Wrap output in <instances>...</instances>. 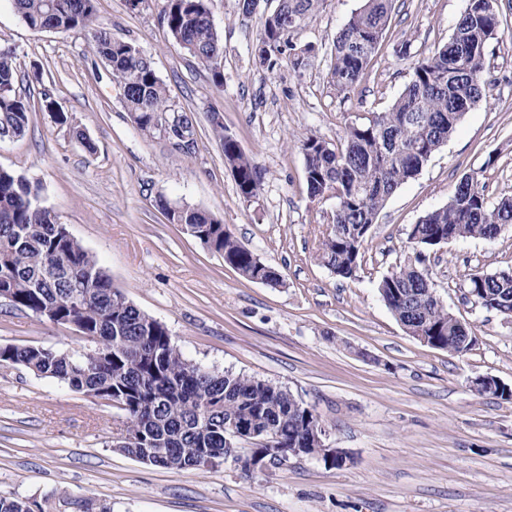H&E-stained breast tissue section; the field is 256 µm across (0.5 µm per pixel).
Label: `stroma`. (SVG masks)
<instances>
[{
  "label": "stroma",
  "instance_id": "obj_1",
  "mask_svg": "<svg viewBox=\"0 0 512 512\" xmlns=\"http://www.w3.org/2000/svg\"><path fill=\"white\" fill-rule=\"evenodd\" d=\"M363 0H326L294 35L315 52L301 74L256 65L262 21L277 0H210L224 42L212 72L171 39L164 0H95V23L150 57L173 108L189 112L192 143L179 148L141 132L123 107L90 36L28 28L0 0V48L16 57L18 95L33 109L23 137L0 140V168L39 182L42 204L96 255L112 283L164 323L183 355L217 372L273 382L313 405L333 447L352 457L268 462L245 478L232 462L167 470L113 446L116 408L0 366V494L43 499L65 490L112 512H512V400L478 395L475 378L512 386V318L467 299L470 273L512 270V226L428 250L438 296L475 342L460 356L410 336L378 293L413 255L409 233L447 205L460 178L478 172L491 201L512 197V0H497L500 27L485 47L483 101L388 198L365 242L356 277L316 258L335 197L310 199L301 141H337L346 124L386 110L409 80L410 58L447 42L467 0H393L383 42L350 95L331 81L332 43ZM55 103L46 110L43 98ZM66 123H56L55 112ZM220 120L263 174L244 200L213 131ZM93 144L86 151L75 139ZM209 211L283 279H244L221 255L169 223L159 199ZM0 344L80 346L72 328L0 299Z\"/></svg>",
  "mask_w": 512,
  "mask_h": 512
}]
</instances>
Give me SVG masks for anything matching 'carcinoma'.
<instances>
[{"mask_svg":"<svg viewBox=\"0 0 512 512\" xmlns=\"http://www.w3.org/2000/svg\"><path fill=\"white\" fill-rule=\"evenodd\" d=\"M95 0H14L17 12L35 31H91V46L111 69L122 91V103L137 128L147 134L168 131L182 141L193 135V121L169 104L166 87L150 59L136 46L112 38L94 24ZM392 0H364L334 41L330 74L336 90L353 92L378 50L389 24ZM324 0H283L281 14L264 19L255 49L261 67L279 61L298 73L314 47L297 46L292 35L320 10ZM162 19L172 40L213 67V81L223 83L214 64L224 46L211 20L209 0H164ZM495 0H468L448 42L410 64V79L394 103L362 122L345 126L332 144L316 135L301 144L307 192L312 199L336 197L330 230L317 258L341 278H352L363 262L367 234L385 201L415 176L452 135L461 117L483 98L486 85L484 48L499 29ZM18 73L13 56L0 52V132L22 137L32 105L16 95ZM224 147V160L236 174L240 195L248 200L262 183V172L239 142L213 119ZM477 173L462 176L448 205L412 225L409 239L418 248L415 261L379 283L385 305L409 335L425 336L428 345L454 355L470 350V329L448 311L437 296L426 266L425 251L460 238H493L512 224V198L489 203ZM41 188L27 177L0 169V293L54 324L75 323L85 344L70 350L6 345V365H20L41 378H52L70 390L92 396L125 415L130 441L118 448L150 465L203 469L238 449L233 431L253 430V448H279L282 460L309 456L315 447L311 431L320 425L315 409L270 381L226 371L222 374L186 359L165 324L132 304L112 285L99 259L56 222L38 203ZM159 206L172 224H183L192 236L224 257V264L249 281L271 287L281 275L263 263L223 222L198 209L180 213ZM468 293L479 305L503 315L512 312V270L476 271ZM483 396L512 399V388L496 381L476 389ZM59 510L89 502L63 491ZM0 512H46L34 498L0 495Z\"/></svg>","mask_w":512,"mask_h":512,"instance_id":"obj_1","label":"carcinoma"}]
</instances>
